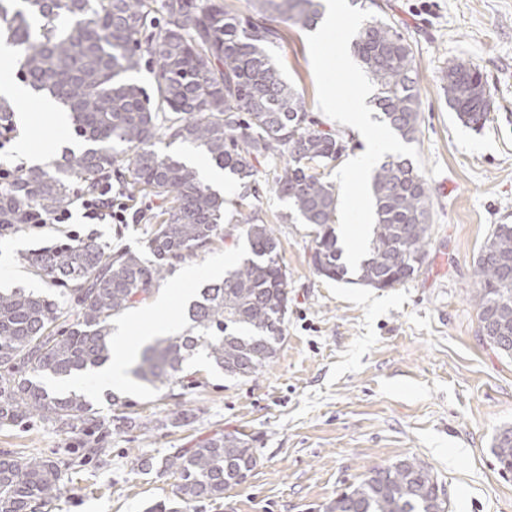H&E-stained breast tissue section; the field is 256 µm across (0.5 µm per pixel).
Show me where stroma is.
<instances>
[{"label": "stroma", "instance_id": "obj_1", "mask_svg": "<svg viewBox=\"0 0 512 512\" xmlns=\"http://www.w3.org/2000/svg\"><path fill=\"white\" fill-rule=\"evenodd\" d=\"M387 2L420 72L414 146L425 165L431 230L418 275L384 290L317 275L311 227L282 222L288 203L265 186L256 210L273 227L288 270L286 340L276 361L237 380L197 359L181 395L136 379L113 396L91 392L108 419L121 412L116 397L144 423L191 415L180 428L112 435L103 462L73 466L77 439L36 419L0 431V455L48 456L70 476L59 499L39 512H149L172 500L178 478L138 470L136 459L160 460L219 431L252 434L258 464L222 500L194 503L187 512H323L373 467L412 456L431 467L449 512H512V474L501 475L492 453L496 431L512 426V358L481 339L468 300L480 247L495 225L512 224V0ZM281 30L274 57L283 76L324 128L348 139L347 158L361 155V134L318 108L306 31L287 24ZM451 59L478 65L490 89V115L480 129L462 125L446 103L439 72ZM16 103L0 166L32 167L17 149L24 140L39 143L48 160L76 147L59 110L42 111L32 94ZM72 212L68 225L0 234V288H43L24 256L71 232L115 249L145 246L144 222L92 224L80 206ZM241 234V225L225 221L223 241L180 264L160 292L178 295L185 271L203 283L214 270L236 266L241 252L233 241Z\"/></svg>", "mask_w": 512, "mask_h": 512}]
</instances>
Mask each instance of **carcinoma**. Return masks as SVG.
<instances>
[{
    "instance_id": "1",
    "label": "carcinoma",
    "mask_w": 512,
    "mask_h": 512,
    "mask_svg": "<svg viewBox=\"0 0 512 512\" xmlns=\"http://www.w3.org/2000/svg\"><path fill=\"white\" fill-rule=\"evenodd\" d=\"M377 9L351 43L376 87L373 101L385 123L406 142L420 123V75L413 49ZM322 0H255L237 14L224 0H0V41L19 48L17 75L35 93L60 105L84 148L46 166L0 181V227L26 214L49 217L115 180L148 224L149 256L112 250L93 238L69 239L30 251L26 262L45 293L0 291V430L31 418L85 437L84 454L104 460L113 433L148 426L132 414L108 421L75 391L51 389L112 358V319L151 297L177 265L224 240L226 205L244 225L246 251L236 268L208 282L190 302L186 334L156 338L130 373L155 387L185 388L184 364L204 355L224 375L248 379L269 366L285 340L288 271L272 228L255 211L258 159H284L273 189L312 228L315 271L331 280L394 288L411 279L427 256L429 187L413 161L388 156L371 173L376 224L369 254L357 269L346 263L334 217L336 186L317 172L342 157L348 141L321 129L303 96L282 78L273 58L277 22L312 29ZM154 68L152 91L129 74ZM448 107L465 126L480 129L490 91L472 64L448 61L442 70ZM165 135L201 150L234 178L228 202L196 168L156 148ZM150 201L146 207L141 201ZM469 300L478 333L512 357V224L494 227L475 262ZM492 452L512 473V426L501 427ZM257 465L253 439L216 433L179 448L160 468L178 474L171 504L150 512H180L219 500ZM65 472L47 456H0V512H36L61 493ZM324 512H448L432 469L416 457L372 468L339 493Z\"/></svg>"
}]
</instances>
